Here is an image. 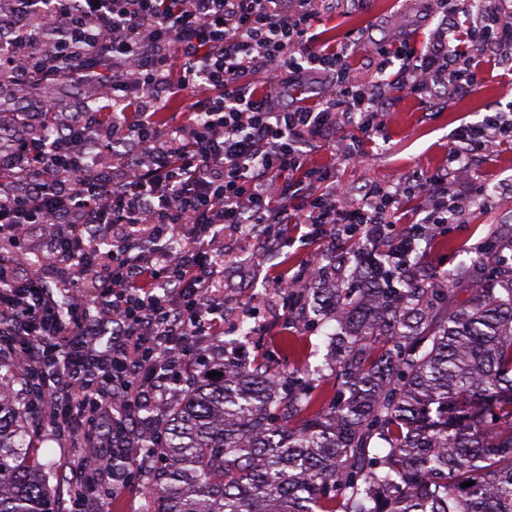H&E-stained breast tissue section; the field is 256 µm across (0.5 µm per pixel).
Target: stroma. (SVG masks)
Masks as SVG:
<instances>
[{
  "instance_id": "stroma-1",
  "label": "stroma",
  "mask_w": 512,
  "mask_h": 512,
  "mask_svg": "<svg viewBox=\"0 0 512 512\" xmlns=\"http://www.w3.org/2000/svg\"><path fill=\"white\" fill-rule=\"evenodd\" d=\"M439 16L434 0H361L348 14L326 13L316 25L325 42H348L355 48L356 76L370 78L375 73L377 40L423 41L437 26ZM478 93L450 101L446 108L429 110L423 100L405 92H391L390 110L383 116L384 128L366 145L362 161L334 158L335 146L358 137L357 128L344 126L336 131L335 142L313 141L309 162L331 167L337 185L360 187L368 183L392 184L404 179H421L448 163V149L456 130L481 121L486 114H512V63L487 66L481 75ZM11 99L31 110L52 103L61 111L83 109L88 100L85 87L76 82L49 81L14 91ZM486 186L489 200L475 189ZM466 212L462 223L448 225L444 234L431 239L420 262L425 274L463 273L472 253L485 243L489 231L512 237V144L504 143L487 151L457 188ZM230 255L224 263V332L219 336L194 338L196 352L186 361L184 372L200 369L202 358L222 350L226 342L239 341L247 356L264 357L271 373L285 376L298 373L318 386L323 399L334 395V370L328 361V338L338 327L336 321L318 314L313 306L289 308L275 277L306 260L317 261L327 276L350 273L354 268V243L336 244L323 236L304 238L289 232L275 249L255 241L225 236ZM252 329L242 336L241 326ZM29 439L41 463L51 465L61 482L54 489L59 504H66L72 470V451L47 424V412L30 408Z\"/></svg>"
}]
</instances>
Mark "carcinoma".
I'll return each instance as SVG.
<instances>
[{
	"mask_svg": "<svg viewBox=\"0 0 512 512\" xmlns=\"http://www.w3.org/2000/svg\"><path fill=\"white\" fill-rule=\"evenodd\" d=\"M386 264L356 290L313 280L340 324L317 413L315 386L235 353L179 380L159 441L112 459L144 512H512V265L462 286ZM18 383L0 359V512H59Z\"/></svg>",
	"mask_w": 512,
	"mask_h": 512,
	"instance_id": "obj_1",
	"label": "carcinoma"
}]
</instances>
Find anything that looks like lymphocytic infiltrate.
I'll return each mask as SVG.
<instances>
[{
    "label": "lymphocytic infiltrate",
    "instance_id": "lymphocytic-infiltrate-1",
    "mask_svg": "<svg viewBox=\"0 0 512 512\" xmlns=\"http://www.w3.org/2000/svg\"><path fill=\"white\" fill-rule=\"evenodd\" d=\"M25 19L0 29V86L28 84L80 61L89 50L109 58L112 108L90 125L83 112L57 119L39 113L33 133L0 143V357L22 373L28 401L52 412L51 424L78 448L77 423L135 420L173 374L197 336L224 328V298L215 293L224 259L214 251L225 228L250 238H279L288 226L308 236L334 234L382 248L399 270L419 244L459 223L455 194L473 154L512 142L501 114L466 124L451 163L424 182L325 189L331 171L307 162L310 143L338 124L363 143L382 129L388 86L441 108L479 89L492 47L512 49V8L484 0L476 20L459 25L448 0L423 46L379 44L377 75L358 79L351 46L322 47L314 34L337 0H27ZM302 86L312 101L291 107L269 87ZM192 101L178 121L163 119L170 102ZM108 152L110 162L99 159ZM420 197L405 216L402 202ZM408 223L401 235L394 225ZM47 236L46 264L72 287L90 278L93 305L59 312L46 283L14 260L30 236ZM110 251H102L104 242ZM111 317L101 326L99 313ZM112 335V353L95 347Z\"/></svg>",
    "mask_w": 512,
    "mask_h": 512
}]
</instances>
